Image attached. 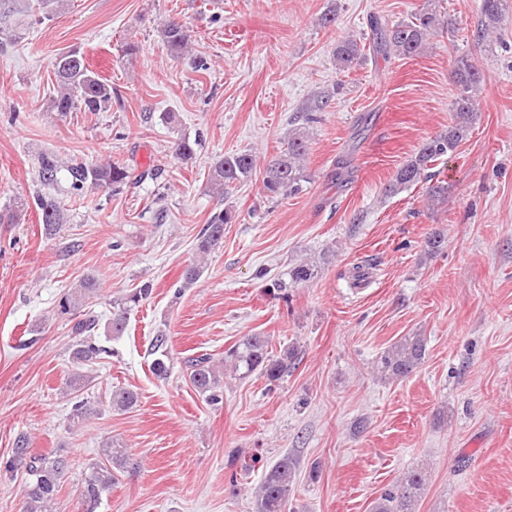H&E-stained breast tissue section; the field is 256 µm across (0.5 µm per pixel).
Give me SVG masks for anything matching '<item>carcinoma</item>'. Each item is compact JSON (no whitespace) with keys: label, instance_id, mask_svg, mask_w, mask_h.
I'll use <instances>...</instances> for the list:
<instances>
[{"label":"carcinoma","instance_id":"1","mask_svg":"<svg viewBox=\"0 0 512 512\" xmlns=\"http://www.w3.org/2000/svg\"><path fill=\"white\" fill-rule=\"evenodd\" d=\"M62 0H35L31 8L30 20L38 24L53 17ZM442 0H425L421 9L406 20L389 27L380 21L372 24V51L381 55L412 57L418 55L427 41L439 34L450 33L454 29L453 20L441 11ZM478 37L485 39L493 34L504 20L503 0H479ZM15 12L13 0H0V37L12 36L10 20ZM161 38L168 50L176 55H186L192 44V30L178 21L163 24ZM336 64L342 71H350L360 65L365 56V45L346 38L336 43L334 48ZM53 70L57 80L56 96L52 99L54 111L65 115L69 112H104L112 108V85L89 68L82 52L72 48L56 54ZM456 86V97L452 104V122L448 131L425 141L405 164L400 166L386 191L395 194L413 185L433 180L430 169L440 158L454 152L468 137L478 118L477 99L483 83L479 69L471 60L462 55L457 57L452 71ZM334 93L326 90L309 101L305 110L297 116L300 125L288 133L286 149L272 157L264 166L262 189L266 196L294 195L302 191L307 182L305 160L308 155L306 125L315 122L318 114L330 108ZM61 168L58 157L44 154L39 159V179L42 185L51 186L57 180ZM257 172L254 155L246 152L227 153L218 157L211 168L209 181L214 192L224 195L236 185L247 182ZM71 186L76 191L86 187L111 188L119 190L123 186L145 177L125 164L107 161L105 163L75 162L68 166ZM39 217L45 234L54 235L63 223V211L58 201L49 194L37 198ZM235 220L230 209L214 214L203 228L196 247L197 257L186 265L181 273V287L194 284L203 269V264L212 251L224 243V225ZM318 276V266L304 261L288 271L293 285H302ZM98 290L91 277L83 278L71 289L61 302V309L69 313L78 309L94 297ZM151 289L137 288L122 299L112 303V318L108 331L113 336L123 334L128 314L133 307L147 300ZM96 327V319L85 316L77 320L72 330L81 339L75 346L72 359L80 365L95 362L104 352L96 344L90 332ZM151 354L155 355L151 369L153 375L163 380L173 368L168 355L167 337L159 334L151 344ZM426 356V342L421 336H404L385 350L376 361V370L388 380L408 377L422 363ZM301 362V350L295 344L274 352L269 339L258 333L243 337L224 351V359L214 362L211 357L201 355L184 361L189 379L195 391L213 405L221 402L224 396V375L230 374L242 380L257 376L272 386L294 371ZM138 403V394L130 389L120 388L112 392L111 407L126 411ZM105 462L97 463L85 473L83 479V512H96L103 494L112 489L118 481V472L124 469L127 456L122 449L107 443L103 449ZM68 462L61 456L53 458L34 455L30 450V439L21 433L14 440L12 457L5 468H22L29 478L26 491L25 512H53L51 504L56 500L60 480ZM299 467L298 460L283 454L266 467L255 491V512H288L290 492L295 483ZM426 481L423 469L411 470L396 485L385 490L373 501L371 512H414V503Z\"/></svg>","mask_w":512,"mask_h":512}]
</instances>
